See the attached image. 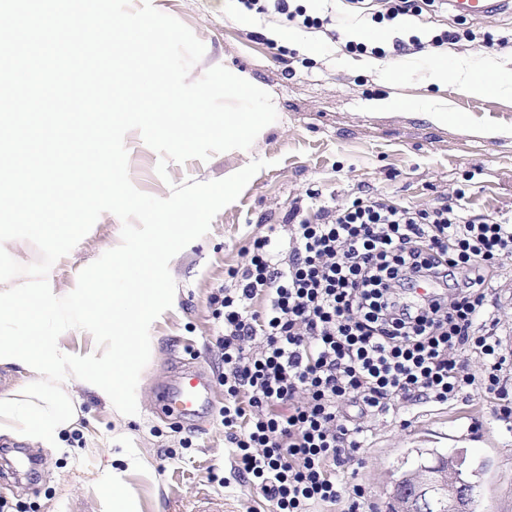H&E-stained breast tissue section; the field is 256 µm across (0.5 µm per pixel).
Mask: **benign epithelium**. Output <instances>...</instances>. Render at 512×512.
<instances>
[{
  "label": "benign epithelium",
  "instance_id": "1",
  "mask_svg": "<svg viewBox=\"0 0 512 512\" xmlns=\"http://www.w3.org/2000/svg\"><path fill=\"white\" fill-rule=\"evenodd\" d=\"M412 492L400 503L398 512H435L444 504L448 512H469V495L455 485L448 468L434 465L413 476Z\"/></svg>",
  "mask_w": 512,
  "mask_h": 512
}]
</instances>
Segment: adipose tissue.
<instances>
[{
  "label": "adipose tissue",
  "instance_id": "1",
  "mask_svg": "<svg viewBox=\"0 0 512 512\" xmlns=\"http://www.w3.org/2000/svg\"><path fill=\"white\" fill-rule=\"evenodd\" d=\"M126 287L91 297L89 289L70 291L82 304L90 324L107 334L109 346L99 356L78 358L60 348L53 328L57 298L44 288L0 290V368L19 367L31 376L23 388L0 393V436L37 442L52 448L63 430L76 421L66 390L71 380L111 398L118 414L128 400L138 358L150 347L134 333L132 320L156 295L141 261L124 262Z\"/></svg>",
  "mask_w": 512,
  "mask_h": 512
}]
</instances>
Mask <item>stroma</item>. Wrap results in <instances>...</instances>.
Segmentation results:
<instances>
[{"label":"stroma","mask_w":512,"mask_h":512,"mask_svg":"<svg viewBox=\"0 0 512 512\" xmlns=\"http://www.w3.org/2000/svg\"><path fill=\"white\" fill-rule=\"evenodd\" d=\"M148 1L203 43L204 55L190 80L215 66L242 72L271 95L278 118L248 150L172 161L164 178L156 172L159 154L139 132H129L132 184L165 198L175 184L220 180L257 159L266 166L214 216L205 235L171 259L173 303L150 326L151 348L138 365L133 410L118 415L111 401L76 381L69 394L78 419L62 433L60 447L0 439V503L11 512H112L116 471L142 512H191L203 494L222 499L224 512H265L259 489L239 476L224 437L223 386H216L206 410L178 423L154 407L157 388L186 359L211 378L222 374L209 299L229 285L227 269L244 263L251 232L260 224L283 223L295 201L311 214L365 192L426 209L460 189L472 214L512 215V44L500 42L512 34L511 9L476 19L491 43L462 40L429 54L397 52L393 44L444 25L457 28L455 10L413 21L410 31L400 32L357 15L344 25L327 21L326 8L313 0H297L309 15L324 20L308 29L296 19L246 11L237 0ZM274 28L280 31L275 38ZM354 28L362 43L380 46L387 59L400 61V70L364 69L363 55L346 47ZM299 31L306 43L289 41V33ZM441 58L452 67L468 62L472 81L506 80L508 90L480 96L454 82L438 85L434 67ZM437 109L447 111V121L430 119ZM121 227L116 215L102 213L54 264L48 283L58 299H66L84 268L119 245ZM490 298L500 319L496 334L512 352V257L504 259ZM64 314L56 325L60 347L73 355L102 354L107 342L100 332L84 326L76 310ZM418 448L462 453L466 467L479 475L480 512H512V421L499 419L493 398L480 386L444 404L408 403L398 417L374 419L363 454L341 478L362 485L373 512H389L391 482ZM134 458L144 459L145 468L132 469Z\"/></svg>","instance_id":"1"}]
</instances>
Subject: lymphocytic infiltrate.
<instances>
[{"mask_svg":"<svg viewBox=\"0 0 512 512\" xmlns=\"http://www.w3.org/2000/svg\"><path fill=\"white\" fill-rule=\"evenodd\" d=\"M461 199L416 209L367 193L311 216L293 207L277 233L253 232L232 286L212 294L225 436L270 512H360L363 488L335 471L363 448L368 419L399 402L444 403L478 384L512 418L502 342L476 330L495 317L488 290L512 256V220L471 215Z\"/></svg>","mask_w":512,"mask_h":512,"instance_id":"f902f5d3","label":"lymphocytic infiltrate"}]
</instances>
